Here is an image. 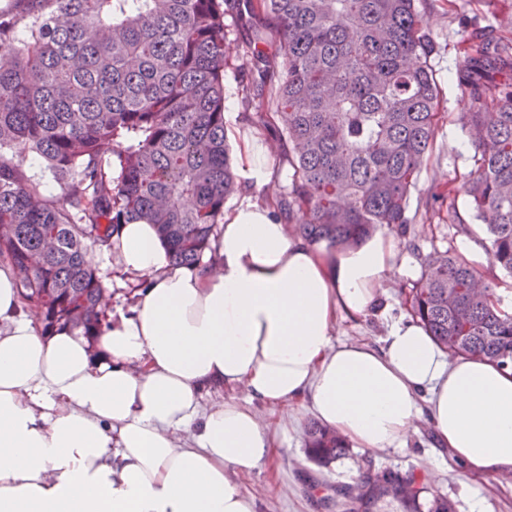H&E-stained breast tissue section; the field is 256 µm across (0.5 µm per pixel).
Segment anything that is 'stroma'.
<instances>
[{
  "mask_svg": "<svg viewBox=\"0 0 512 512\" xmlns=\"http://www.w3.org/2000/svg\"><path fill=\"white\" fill-rule=\"evenodd\" d=\"M417 8L437 46L431 67L441 90V109L446 114L433 154L421 173L419 190L410 198L409 208L416 211L417 217L401 236L412 265L419 269L434 251L468 250L462 227L471 224L472 219L460 187L472 168L475 147L457 120L458 114L466 110L467 101L456 86L455 74L463 61L464 35L476 26L498 28L500 20L512 14V0H417ZM241 78L233 65L224 73L225 127L269 147L271 166L280 167L277 131L274 126H258L249 119L238 95ZM435 195L441 198L439 214L429 220L422 218L420 212L426 201ZM450 195L455 198L451 204L446 201ZM94 270L110 298V313L130 311L137 283L120 270L116 258H101ZM413 284L410 278H392L387 288V310L358 321L340 322L338 336L380 343L390 325L406 317V297ZM293 418L273 456L240 480L245 492L255 494L257 512H347L342 504L344 492L362 483L370 469H389L415 477L425 488L424 501L436 496L448 498L454 512H512V482L497 476L468 475L460 464L449 461L447 452L435 447L428 422H420L404 447L380 452L355 448L350 456L321 467L304 453L306 431L314 414L300 408L294 411Z\"/></svg>",
  "mask_w": 512,
  "mask_h": 512,
  "instance_id": "obj_1",
  "label": "stroma"
}]
</instances>
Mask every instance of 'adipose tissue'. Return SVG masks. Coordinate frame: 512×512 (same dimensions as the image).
I'll return each instance as SVG.
<instances>
[{
  "label": "adipose tissue",
  "mask_w": 512,
  "mask_h": 512,
  "mask_svg": "<svg viewBox=\"0 0 512 512\" xmlns=\"http://www.w3.org/2000/svg\"><path fill=\"white\" fill-rule=\"evenodd\" d=\"M266 155L239 135L244 184L267 195L225 212L212 259L172 266L154 225H120L110 249L138 303L99 355L42 334L0 266V512H256L239 478L303 403L357 448L399 447L425 419L469 474L512 472V367L447 354L413 319L378 347L336 340L413 267L384 231L344 249L289 235ZM214 388L248 401L203 408Z\"/></svg>",
  "instance_id": "1"
}]
</instances>
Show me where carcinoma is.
Instances as JSON below:
<instances>
[{
  "label": "carcinoma",
  "instance_id": "1",
  "mask_svg": "<svg viewBox=\"0 0 512 512\" xmlns=\"http://www.w3.org/2000/svg\"><path fill=\"white\" fill-rule=\"evenodd\" d=\"M0 10V258L23 274L42 332L101 333L105 288L88 242L120 224L156 227L174 266L215 252L241 177L224 136L229 13L249 24L238 93L280 124L288 183L278 211L306 240L351 247L410 223L409 200L433 150L440 90L435 45L416 0H13ZM456 82L458 121L475 143L464 185L490 265L512 277V40L474 29ZM39 155L64 183L54 200L14 161ZM486 271L436 251L408 304L448 353L512 367V315ZM312 423L305 453L349 455ZM366 476L359 503L392 496L422 512L425 487Z\"/></svg>",
  "mask_w": 512,
  "mask_h": 512
}]
</instances>
